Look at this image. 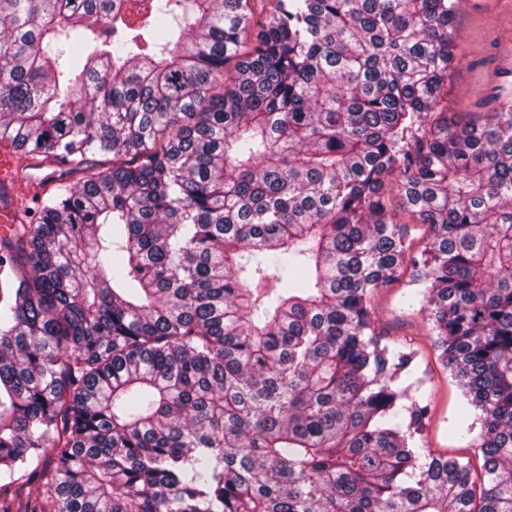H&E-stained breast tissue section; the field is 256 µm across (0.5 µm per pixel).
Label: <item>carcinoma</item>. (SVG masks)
Wrapping results in <instances>:
<instances>
[{
  "mask_svg": "<svg viewBox=\"0 0 512 512\" xmlns=\"http://www.w3.org/2000/svg\"><path fill=\"white\" fill-rule=\"evenodd\" d=\"M454 15L0 0V141L84 173L0 234V471L53 512H512V102L435 111ZM405 274L478 494L426 448L416 350L378 331ZM395 176L388 177V187L385 191V204L391 213L396 215V219L403 224H409L411 228V235L413 242V248L417 250L419 246L426 240L429 235L428 226L425 224H417L416 220L402 207V200L397 194L395 189H392L394 184Z\"/></svg>",
  "mask_w": 512,
  "mask_h": 512,
  "instance_id": "cac0c4a2",
  "label": "carcinoma"
}]
</instances>
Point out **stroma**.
<instances>
[{
  "instance_id": "stroma-1",
  "label": "stroma",
  "mask_w": 512,
  "mask_h": 512,
  "mask_svg": "<svg viewBox=\"0 0 512 512\" xmlns=\"http://www.w3.org/2000/svg\"><path fill=\"white\" fill-rule=\"evenodd\" d=\"M453 29L455 62L441 94L439 111L449 124L477 122L512 100V0H457ZM17 181L0 185V210L26 215L34 205V186L54 188L57 183H78L80 172L44 156L17 153ZM407 280L381 289L375 306L381 330L392 340H407L418 352V367L427 379L430 416L427 446L443 457L476 458L465 447L457 427L466 405L462 390L441 360L428 331V320Z\"/></svg>"
}]
</instances>
